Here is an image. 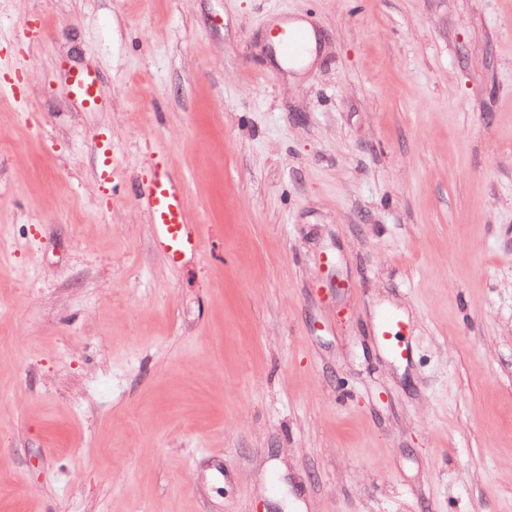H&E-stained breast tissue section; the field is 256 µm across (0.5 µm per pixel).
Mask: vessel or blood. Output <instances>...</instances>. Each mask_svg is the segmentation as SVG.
Here are the masks:
<instances>
[{
	"label": "vessel or blood",
	"mask_w": 512,
	"mask_h": 512,
	"mask_svg": "<svg viewBox=\"0 0 512 512\" xmlns=\"http://www.w3.org/2000/svg\"><path fill=\"white\" fill-rule=\"evenodd\" d=\"M273 35L283 54L289 58L298 57L305 42L302 31L288 28L274 30ZM70 84L75 96L87 103L99 98V79L96 74L76 70L70 73ZM133 203L144 210L154 225L158 240L168 257L181 261L186 254L197 251L201 240L190 225L185 213L181 192L169 181L163 168H156ZM400 331V320L389 314L383 317L379 326V338L393 357L406 359L407 348L395 340Z\"/></svg>",
	"instance_id": "vessel-or-blood-1"
}]
</instances>
